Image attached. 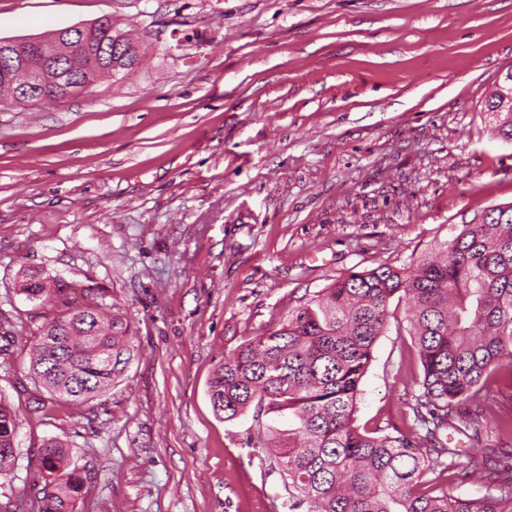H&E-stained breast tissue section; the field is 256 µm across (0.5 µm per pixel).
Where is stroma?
I'll return each instance as SVG.
<instances>
[{"label":"stroma","mask_w":512,"mask_h":512,"mask_svg":"<svg viewBox=\"0 0 512 512\" xmlns=\"http://www.w3.org/2000/svg\"><path fill=\"white\" fill-rule=\"evenodd\" d=\"M108 15L139 64L39 107H0V399L19 460L0 512H36L65 443L77 512H288L258 425L226 422L216 363L336 277L413 257L512 203V141L483 103L512 66V0H0L20 41ZM44 270L103 289L135 330L104 396L48 397L28 353ZM417 356L376 342L356 419L406 428Z\"/></svg>","instance_id":"35a3bbf8"}]
</instances>
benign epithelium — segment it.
<instances>
[{"mask_svg":"<svg viewBox=\"0 0 512 512\" xmlns=\"http://www.w3.org/2000/svg\"><path fill=\"white\" fill-rule=\"evenodd\" d=\"M77 60L75 47L53 42L35 43L23 53L12 46L0 47V74L7 76L16 69L26 72V78L15 87V99L33 107L57 93L59 85L67 80L81 92L91 85L90 79L76 80L74 70L63 63ZM489 100L496 104L497 112H512V71L498 80L489 92Z\"/></svg>","mask_w":512,"mask_h":512,"instance_id":"benign-epithelium-1","label":"benign epithelium"}]
</instances>
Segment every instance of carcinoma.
Returning <instances> with one entry per match:
<instances>
[{
	"label": "carcinoma",
	"mask_w": 512,
	"mask_h": 512,
	"mask_svg": "<svg viewBox=\"0 0 512 512\" xmlns=\"http://www.w3.org/2000/svg\"><path fill=\"white\" fill-rule=\"evenodd\" d=\"M85 31L94 76L113 74L114 59L128 70L138 62L139 43L111 21L100 17ZM493 121L512 140V113ZM414 266L410 274L380 264L336 278L214 367L208 394L218 418H288V428H268L260 447L277 465L289 512H512V482L501 480L512 473V445L465 456L447 434L478 443L490 422L512 439V417L495 420L483 392L484 377L512 362V205L453 225ZM20 290L30 301L55 294L63 307L40 332L30 374L60 401L103 396L134 357L129 321L107 312L100 288L82 289L79 304L66 281L25 271ZM394 300L407 304L419 392L407 403V430L366 431L356 425L357 399ZM15 433V413L0 400V478L15 468ZM38 471V512H75L84 480L68 470L64 443L44 441ZM429 473L473 479L482 493L455 495L429 484Z\"/></svg>",
	"instance_id": "cac0c4a2"
}]
</instances>
